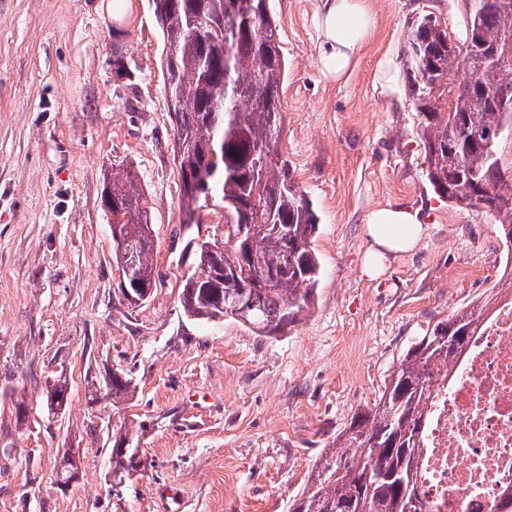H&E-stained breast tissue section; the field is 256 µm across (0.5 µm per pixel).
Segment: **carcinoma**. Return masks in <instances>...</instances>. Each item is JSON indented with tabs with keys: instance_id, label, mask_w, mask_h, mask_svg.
Masks as SVG:
<instances>
[{
	"instance_id": "carcinoma-1",
	"label": "carcinoma",
	"mask_w": 512,
	"mask_h": 512,
	"mask_svg": "<svg viewBox=\"0 0 512 512\" xmlns=\"http://www.w3.org/2000/svg\"><path fill=\"white\" fill-rule=\"evenodd\" d=\"M151 0L166 48V100L175 122L174 157L202 174L224 209V243L192 247L195 270L181 296L184 313L199 322L231 318L258 335L281 333L311 311L320 278L312 246L319 218L295 183L275 143L282 125L287 63L269 0ZM472 21L460 44L480 68L479 84L465 72L448 27L424 11L407 29L402 59L405 89L420 117L426 180L440 198L494 214L512 254V107L500 91L512 88V8L502 0H463ZM231 29L228 47L219 32ZM189 216L205 198L196 180L181 179ZM104 206L127 241L113 250L131 268L130 283L156 287L152 227L144 193L132 172L105 186ZM512 296V268L503 267L489 294L427 330L398 360L373 408L355 413L336 433L309 487L288 512H421L417 465L427 405L437 394L436 372L458 361L498 300ZM107 394L134 392L131 379L112 373ZM67 382L46 386V404L68 402ZM138 443L130 429L112 430V478L135 467ZM77 464L62 456L57 483L75 480Z\"/></svg>"
}]
</instances>
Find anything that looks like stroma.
Segmentation results:
<instances>
[{"label":"stroma","instance_id":"stroma-1","mask_svg":"<svg viewBox=\"0 0 512 512\" xmlns=\"http://www.w3.org/2000/svg\"><path fill=\"white\" fill-rule=\"evenodd\" d=\"M112 3L0 0V512H288L400 355L501 272L495 216L434 194L404 80L379 79L382 60L401 65L420 12L456 34L462 6L369 0L375 29L336 81L316 65L317 0H271L288 62L278 146L320 219L322 275L307 318L261 336L183 313L185 245L222 238L223 215L183 211L160 31L148 0L119 14ZM128 171L150 210L158 271L135 307L117 289L101 204L111 176ZM387 206L421 209L424 233L370 280L365 217ZM115 370L135 386L120 401L103 394ZM59 375L69 404L55 412L45 382ZM124 423L143 465L116 489L112 429ZM68 451L79 480L61 489Z\"/></svg>","mask_w":512,"mask_h":512}]
</instances>
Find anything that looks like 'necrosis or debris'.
<instances>
[{"mask_svg":"<svg viewBox=\"0 0 512 512\" xmlns=\"http://www.w3.org/2000/svg\"><path fill=\"white\" fill-rule=\"evenodd\" d=\"M426 512H500L512 491V299L479 328L427 410Z\"/></svg>","mask_w":512,"mask_h":512,"instance_id":"1","label":"necrosis or debris"}]
</instances>
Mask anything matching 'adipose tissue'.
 <instances>
[{"instance_id":"1","label":"adipose tissue","mask_w":512,"mask_h":512,"mask_svg":"<svg viewBox=\"0 0 512 512\" xmlns=\"http://www.w3.org/2000/svg\"><path fill=\"white\" fill-rule=\"evenodd\" d=\"M375 25L368 0H318L316 5V63L320 71L341 78L360 56ZM371 239L362 273L370 279L381 275L389 255L403 253L424 232L419 211L403 207H381L366 219Z\"/></svg>"}]
</instances>
